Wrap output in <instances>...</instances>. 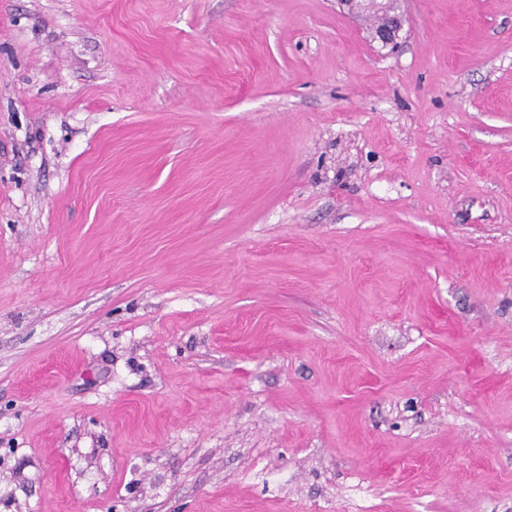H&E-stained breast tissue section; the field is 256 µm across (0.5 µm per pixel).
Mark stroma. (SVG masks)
I'll return each mask as SVG.
<instances>
[{
  "label": "stroma",
  "mask_w": 512,
  "mask_h": 512,
  "mask_svg": "<svg viewBox=\"0 0 512 512\" xmlns=\"http://www.w3.org/2000/svg\"><path fill=\"white\" fill-rule=\"evenodd\" d=\"M0 0V512H512V0Z\"/></svg>",
  "instance_id": "obj_1"
}]
</instances>
